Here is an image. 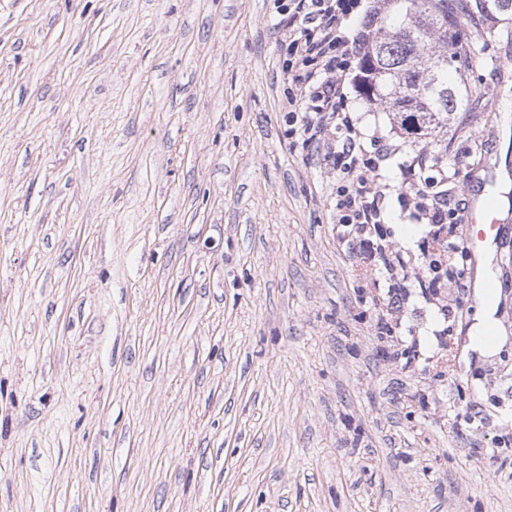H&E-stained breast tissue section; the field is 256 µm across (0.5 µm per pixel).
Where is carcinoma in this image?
I'll return each mask as SVG.
<instances>
[{"label": "carcinoma", "instance_id": "cac0c4a2", "mask_svg": "<svg viewBox=\"0 0 512 512\" xmlns=\"http://www.w3.org/2000/svg\"><path fill=\"white\" fill-rule=\"evenodd\" d=\"M393 21L374 13L360 48V95L370 105H386L400 128L429 140L437 160H447L448 144L438 139L448 114L460 108L448 68L466 53L459 34L468 18L448 9V0H391Z\"/></svg>", "mask_w": 512, "mask_h": 512}]
</instances>
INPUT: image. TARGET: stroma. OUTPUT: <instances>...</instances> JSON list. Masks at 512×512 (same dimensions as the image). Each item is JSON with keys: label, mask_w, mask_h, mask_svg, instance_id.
<instances>
[{"label": "stroma", "mask_w": 512, "mask_h": 512, "mask_svg": "<svg viewBox=\"0 0 512 512\" xmlns=\"http://www.w3.org/2000/svg\"><path fill=\"white\" fill-rule=\"evenodd\" d=\"M282 19L0 0V512H512V234L497 354L469 347L466 288L376 333L336 173L288 134ZM507 27L469 22L475 62L448 70L467 200L512 188ZM346 92L401 143L394 187L412 136Z\"/></svg>", "instance_id": "stroma-1"}]
</instances>
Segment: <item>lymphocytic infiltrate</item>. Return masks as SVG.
Returning a JSON list of instances; mask_svg holds the SVG:
<instances>
[{
  "mask_svg": "<svg viewBox=\"0 0 512 512\" xmlns=\"http://www.w3.org/2000/svg\"><path fill=\"white\" fill-rule=\"evenodd\" d=\"M352 0H288L282 34L288 57L281 73L288 85L283 106L291 134L302 146H316L339 170L336 186V237L351 254L357 270L379 293L374 304L401 309L407 291L422 297L451 294L464 286L463 270L449 266L448 251L459 250L457 226L465 201L447 189L455 167L435 164L424 148L401 167V197L424 226L417 249L403 247L387 235V186L382 172L400 150L379 135H367L360 118L345 109V79L357 44L342 35Z\"/></svg>",
  "mask_w": 512,
  "mask_h": 512,
  "instance_id": "obj_1",
  "label": "lymphocytic infiltrate"
}]
</instances>
